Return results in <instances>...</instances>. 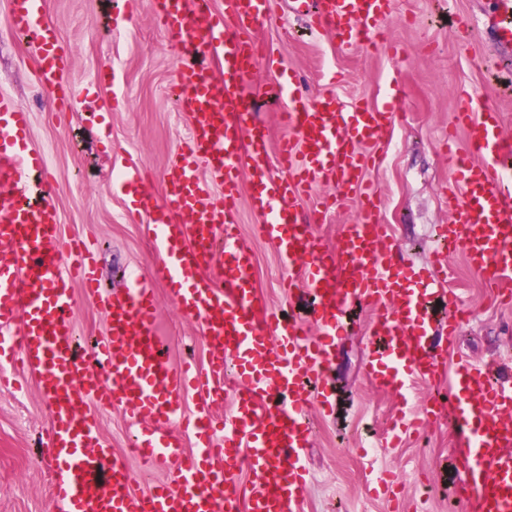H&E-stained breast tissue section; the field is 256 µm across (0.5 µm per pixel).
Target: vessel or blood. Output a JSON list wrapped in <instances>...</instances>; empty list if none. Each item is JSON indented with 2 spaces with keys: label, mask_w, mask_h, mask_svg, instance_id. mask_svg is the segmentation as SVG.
Instances as JSON below:
<instances>
[{
  "label": "vessel or blood",
  "mask_w": 512,
  "mask_h": 512,
  "mask_svg": "<svg viewBox=\"0 0 512 512\" xmlns=\"http://www.w3.org/2000/svg\"><path fill=\"white\" fill-rule=\"evenodd\" d=\"M497 37L512 43V0H495ZM391 14V0H320L316 23L336 27L343 44L364 43ZM153 16L175 48L190 56L178 71L179 109L190 116L189 136L164 173V194L144 191L140 162L127 158L115 185L130 212L144 216L159 244L154 275L176 309L199 322L219 352L206 373L177 369L155 334L156 298L142 280L121 293L99 288L98 260L82 241L64 242L43 184L41 201L20 207L42 153L30 148V115L0 96V387L6 370L21 366L38 378L51 422L52 495L57 512H304L311 405L332 408L324 372L344 332L342 315L355 304L375 311L376 338L366 369L377 388L405 397L410 378L447 377L448 414L455 423L452 450L463 478L457 489L469 512H512V376L487 382V368L463 360L446 371L440 361L469 310L455 308L444 326L429 310L445 296L441 255L420 269H394L388 225L378 198L364 188V150L376 146L396 115L335 94L299 102L281 61L260 51L256 34L274 22L276 0H224L222 11L196 22L187 0H154ZM5 22L35 36V81L67 111L71 52L43 13V0H10ZM280 72V119L292 133L271 155L263 123L247 86L258 69ZM469 150L454 156L446 192L453 218L443 237L458 241L467 262L512 303V178L503 173L507 143L497 112L474 113L463 101L456 113ZM314 183L337 195L358 189L359 213L345 225L336 249L310 232L298 203ZM250 185L262 234L277 246L290 275L289 290L313 297L311 323L282 321L257 292L254 258L238 234L239 198ZM69 263H61L62 252ZM108 319L107 334L90 355L75 354L74 287ZM236 374L226 379L224 364ZM205 391L209 403L188 414L183 403ZM230 401L223 421L213 405ZM122 410L138 426L134 455L170 477L148 493H131L133 474L106 448L92 403ZM420 411L402 407L390 429L397 441L422 424ZM194 438L193 455L183 451ZM252 481L243 482V473Z\"/></svg>",
  "instance_id": "b4317fda"
}]
</instances>
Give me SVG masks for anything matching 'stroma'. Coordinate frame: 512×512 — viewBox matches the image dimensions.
<instances>
[{"label":"stroma","instance_id":"1","mask_svg":"<svg viewBox=\"0 0 512 512\" xmlns=\"http://www.w3.org/2000/svg\"><path fill=\"white\" fill-rule=\"evenodd\" d=\"M44 7L71 51L73 111H54L36 85L33 44L4 22L9 0H0V94L30 114L29 143L46 157L44 176L55 187L64 240L93 242L102 288L118 291L133 276L150 279L157 254L144 224L115 194L114 174L124 159L137 157L147 173L146 189L162 196V177L189 132V116L178 110L175 96L182 59L167 44L150 0H45ZM118 9L131 20L116 30L112 15ZM495 23L491 0H393L390 18L380 26V48L341 45L330 30L311 28L303 14L283 13L258 32L264 50L282 58L306 97L332 92L349 104L361 100L396 113L364 171L381 193V223L393 227L396 264L419 267L441 249L435 229L450 220L442 188L452 161L440 143L450 133L466 138L451 125L458 88L473 93L477 109L500 112L502 135L512 141V47L496 44ZM110 64L115 86L92 88L94 72ZM277 79V73L263 72L250 85L257 117L274 145L288 134L267 97ZM87 87L93 90L88 98ZM116 95L126 101L119 112L111 109ZM240 209V240L256 256L259 292L283 318L310 322L308 307L282 286L287 273L275 245L260 233L259 218L248 203ZM444 252L448 287L473 312L442 355L447 367L462 356L480 364L512 357V309L466 265L460 248ZM152 287L170 364L205 368L211 341L198 322L177 314L163 282ZM75 299L76 345L85 353L105 336L107 316L83 293ZM373 317L364 305L349 312L346 337L337 341L328 370L336 409L309 413L305 512H413L419 506L425 512H466L456 493L448 418L397 446L384 444L398 399L377 391L365 373ZM14 377L15 389L0 391V512H50L52 452L44 439L50 412L34 375L18 369ZM97 414L107 445L134 475V492L166 479V470L145 469L131 454L135 432L122 411L101 405Z\"/></svg>","mask_w":512,"mask_h":512}]
</instances>
